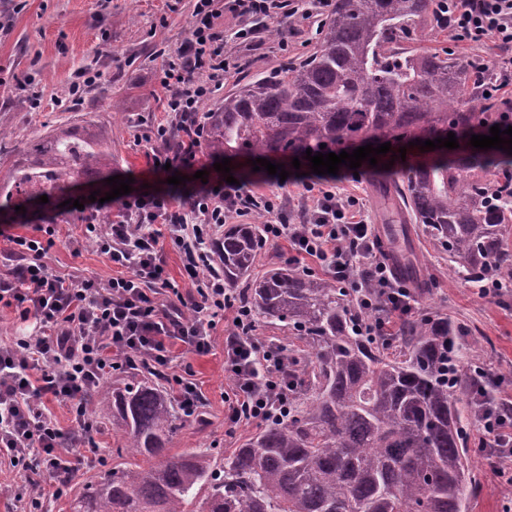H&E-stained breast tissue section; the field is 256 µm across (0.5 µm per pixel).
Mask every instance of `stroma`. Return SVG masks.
Returning a JSON list of instances; mask_svg holds the SVG:
<instances>
[{
    "label": "stroma",
    "mask_w": 512,
    "mask_h": 512,
    "mask_svg": "<svg viewBox=\"0 0 512 512\" xmlns=\"http://www.w3.org/2000/svg\"><path fill=\"white\" fill-rule=\"evenodd\" d=\"M194 0H0V122L14 131L0 144L5 160L0 178H6L16 161L26 158L36 136L59 128L83 131L101 129L112 144V172L130 176L135 187L168 191V171L155 164L160 146L158 125L177 132L178 118L166 112L159 84L163 54H176L189 36ZM324 12L312 9L307 16L278 18L280 37L262 34L257 45L236 42L224 47L225 57L235 59L236 69L224 76L225 89L242 76H269L284 64L309 55L317 41L316 30ZM287 50H280V40ZM102 73L101 82L85 87L81 96L70 93L78 70ZM42 98L40 111H32V95ZM419 147L407 148L406 157L389 168L374 167L366 175L338 179L343 194L362 198L375 231L391 253L413 250L423 267L427 286L416 290L412 313L452 317L471 332L472 348L459 362L462 379L475 367L501 376L499 391L512 397V292L498 297L483 293L455 275L448 255L438 249L421 225L402 229L393 209L384 204L378 186L402 180L407 165L425 160ZM232 173L253 195H278L291 214H302L306 202L293 183H282L253 172L252 159L242 155L230 162ZM57 218L53 243L43 262L60 275L108 280L113 269L96 249L74 244L82 230L78 213L50 203L30 209L28 222L17 214L0 213V270L8 271L13 236H33L39 215ZM233 328L232 312H225L213 331L208 353L190 356L193 379L204 396L201 420L179 425L169 445L175 455L189 448H208L221 457L257 433L259 424L229 426L224 421V395L231 380L224 371V336ZM94 444L79 448L82 462L68 482V492L55 496L57 482L40 481L47 512H70L73 494L85 484L111 471L112 451L123 444L120 432L103 418L97 419ZM470 450L472 482L466 492L468 512H512V484L491 472L480 448L483 434L476 420H469L464 436Z\"/></svg>",
    "instance_id": "stroma-1"
}]
</instances>
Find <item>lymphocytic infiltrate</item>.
<instances>
[{
	"mask_svg": "<svg viewBox=\"0 0 512 512\" xmlns=\"http://www.w3.org/2000/svg\"><path fill=\"white\" fill-rule=\"evenodd\" d=\"M449 2L457 40L490 41L500 49L486 90L499 96L502 111L512 112V99L501 96L512 86V0ZM285 6V0H231L228 9L240 24L229 37L255 43L262 24L280 16ZM216 16L214 0H195L189 38L161 68L165 109L181 124L177 139H170L163 125L156 138L164 145L162 163L175 168L195 164L202 138L200 106L223 86L232 67L224 56L227 36L216 29ZM310 166L302 160L307 175L299 185L309 206L298 222L278 196L254 197L220 174L191 190L176 210L171 198L159 194L124 195L115 220L106 226L95 222L99 202L85 204L76 245L93 246L118 268V275L104 282L65 278L42 263L44 240L55 234L52 217L39 224V236L12 237L10 254L18 264L0 277V306L15 309L31 326L0 345V465L23 475L17 498L24 512H43L41 497L32 493L34 474L75 471L74 457L61 447L67 440L77 444L90 439L95 420L87 398L105 376L125 372L138 361L150 363L166 377L183 414H198L203 396L191 379L187 357L210 351L212 332L225 311H233L237 320L224 338V370L233 382L227 422L263 423L274 409L287 407V349L256 340L246 303L225 286L223 275L210 270L209 244L229 220L264 211L267 240H288L297 254L315 260L339 283L354 288L372 283L376 313L367 322L371 335L390 336L393 317L411 311V289L375 253L378 239L362 200L336 189L337 175L349 174V167L317 175ZM164 240L180 254L195 286L194 294L167 309L157 302L161 290L170 286L160 246ZM177 343L182 346L178 354L172 350ZM486 375L483 369L473 374L482 447L492 464L512 463V402L498 400L483 383ZM54 402L68 408L70 430L53 419L48 406Z\"/></svg>",
	"mask_w": 512,
	"mask_h": 512,
	"instance_id": "lymphocytic-infiltrate-1",
	"label": "lymphocytic infiltrate"
}]
</instances>
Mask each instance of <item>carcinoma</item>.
<instances>
[{
	"label": "carcinoma",
	"mask_w": 512,
	"mask_h": 512,
	"mask_svg": "<svg viewBox=\"0 0 512 512\" xmlns=\"http://www.w3.org/2000/svg\"><path fill=\"white\" fill-rule=\"evenodd\" d=\"M439 0H336L313 52L273 76L236 84L204 112L209 157L294 156L354 141L383 144L455 136L502 119L483 95L481 59L414 47L448 29ZM112 153L94 133L41 138L15 164L16 199L52 200L74 184L103 182ZM388 194L405 223L420 224L463 279L512 281V155L502 149L411 168ZM262 224H232L212 243L224 284L247 286L255 320L286 327L308 350L288 349L295 385L288 416L270 422L219 461L209 448L165 457L177 429L163 377L148 367L102 382L95 406L126 439L132 460L86 485L71 512H466L471 458L457 390V341L446 318H407L390 342L361 335L371 317L359 297L328 277L290 266L252 278ZM415 281L423 269L398 260Z\"/></svg>",
	"instance_id": "1"
}]
</instances>
